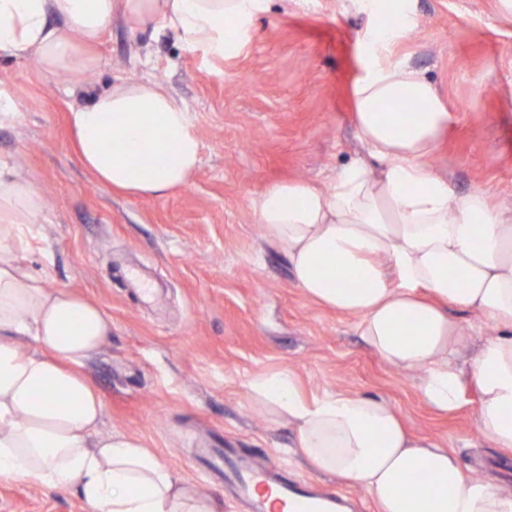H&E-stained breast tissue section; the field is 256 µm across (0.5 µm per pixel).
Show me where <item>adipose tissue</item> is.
Listing matches in <instances>:
<instances>
[{"instance_id": "obj_1", "label": "adipose tissue", "mask_w": 512, "mask_h": 512, "mask_svg": "<svg viewBox=\"0 0 512 512\" xmlns=\"http://www.w3.org/2000/svg\"><path fill=\"white\" fill-rule=\"evenodd\" d=\"M262 0H0V57L47 76L96 69L113 19L131 32H172L213 60L237 47ZM363 156L330 186L300 179L252 200L266 238L283 246L293 280L319 305L355 319L388 365L419 371L418 394L446 415L465 383L479 391L476 425L512 450V219L486 190L456 192L430 158L453 121L419 69L373 64L353 86ZM402 101L416 112H397ZM74 150L100 185L160 198L187 185L202 145L188 108L161 82L122 78L69 117ZM35 186L0 162V483L19 478L73 492L88 512H223L135 436L99 432L103 399L86 361L112 334L94 302L50 289L26 264L44 209ZM462 310L496 328L452 317ZM255 403L292 426L319 472L364 489L378 512H512V490L468 476L456 455L415 436L384 400L347 391L309 399L293 374L249 383Z\"/></svg>"}]
</instances>
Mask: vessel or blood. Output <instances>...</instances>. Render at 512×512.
<instances>
[{
    "instance_id": "1",
    "label": "vessel or blood",
    "mask_w": 512,
    "mask_h": 512,
    "mask_svg": "<svg viewBox=\"0 0 512 512\" xmlns=\"http://www.w3.org/2000/svg\"><path fill=\"white\" fill-rule=\"evenodd\" d=\"M206 468L210 474L223 476L225 491L245 504L248 512H270L267 499L260 494L261 488L267 486L274 487L278 502L289 512H333L336 506L335 495L313 500L311 486L288 478L274 461L244 455L232 448L213 453Z\"/></svg>"
}]
</instances>
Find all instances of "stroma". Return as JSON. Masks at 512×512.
I'll return each instance as SVG.
<instances>
[{
	"instance_id": "35a3bbf8",
	"label": "stroma",
	"mask_w": 512,
	"mask_h": 512,
	"mask_svg": "<svg viewBox=\"0 0 512 512\" xmlns=\"http://www.w3.org/2000/svg\"><path fill=\"white\" fill-rule=\"evenodd\" d=\"M408 22L391 51L375 43L388 16L349 0H266L221 60L188 52L170 34H132L114 21L97 46L94 72L67 80L35 62L0 60V160L45 200L27 256L49 288L97 302L112 334L85 369L104 402L102 433L140 437L158 460L204 496L202 447L266 454L290 475L349 496L377 512L360 487L312 469L292 427L249 397L259 374H294L307 397L343 390L386 400L413 434L452 448L469 475L512 487V451L489 447L474 419L478 393L464 387L453 414L433 413L417 393L418 372L383 362L353 318L307 299L286 250L263 234L251 199L266 185L303 179L327 186L362 153L352 85L372 61L404 60L446 99L454 121L431 166L457 191L486 189L512 211V12L499 0H386ZM150 76L187 106L202 143L190 183L161 198L99 185L78 164L69 114L85 90ZM0 512H85L70 492L18 479L0 483Z\"/></svg>"
}]
</instances>
